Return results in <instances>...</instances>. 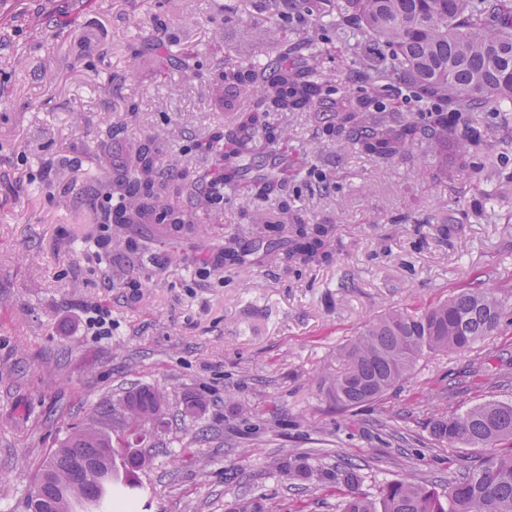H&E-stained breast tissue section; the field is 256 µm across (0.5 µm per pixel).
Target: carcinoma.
<instances>
[{
  "label": "carcinoma",
  "instance_id": "cac0c4a2",
  "mask_svg": "<svg viewBox=\"0 0 512 512\" xmlns=\"http://www.w3.org/2000/svg\"><path fill=\"white\" fill-rule=\"evenodd\" d=\"M311 2L257 0L260 14L281 22L270 28L271 55L264 62L228 57L212 64L213 79L236 92L226 106L231 119L182 150L211 162L209 172L190 177L181 159L162 157L156 139L146 136L124 160L91 177L109 255L129 250V233L142 228L176 243L202 239L205 216L230 193L244 205L273 201L277 213L253 214L254 232L247 239L227 234L207 240L209 261L226 267L251 261L290 266L328 261L336 225L310 224L291 214L288 181L315 176L319 188L327 190L333 178L323 172L314 151H304L294 165L269 163L288 140V129L270 122L274 112L327 109L322 141L339 148L350 143L383 164L411 156L426 163L451 142L454 170L469 171L472 159L489 147L476 112L503 114L499 146H512V0H344L339 15L296 40L283 38L290 16L310 13ZM348 16L359 20L351 32L344 28ZM359 32L379 46L375 56L360 62L363 85L352 76L338 80L324 68L327 41ZM398 84L447 101L449 111L420 119L387 109L384 99ZM505 324L512 325V307L489 287L462 289L413 311H386L346 346L349 367L323 380V390L339 410L352 411L398 387L424 353L469 349ZM164 396L159 389L132 385L117 401L102 404L95 427L85 420L68 427L39 466L27 492V512L135 509L118 483L130 485L137 471L156 464L146 448L174 418L168 409L152 417ZM122 406V427L137 447L118 450L102 420ZM431 435L444 448L500 450L456 473L444 488L405 474L369 495L358 491L363 477L357 465L314 470L291 453L278 472L286 480L316 478L340 498L339 512H512V399L441 415ZM116 456L121 457L120 470L112 465Z\"/></svg>",
  "mask_w": 512,
  "mask_h": 512
}]
</instances>
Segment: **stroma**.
<instances>
[{"label":"stroma","mask_w":512,"mask_h":512,"mask_svg":"<svg viewBox=\"0 0 512 512\" xmlns=\"http://www.w3.org/2000/svg\"><path fill=\"white\" fill-rule=\"evenodd\" d=\"M268 24L254 0H0V512H24L40 457L131 381L167 389L176 405L202 398L208 432L179 468L141 473L137 512H232L241 498L261 512H339L334 493L280 480L275 464L293 450L328 469L348 458L362 491L375 493L400 478L405 453L378 437L382 423L411 441L416 480L446 479L478 460V450L433 445L431 421L512 397V326L468 350L424 354L351 420L319 381L343 370L345 346L384 311L448 297L478 276L512 304V152L440 179L446 155L382 168L352 149L332 170L330 196L311 180L289 183L303 218L336 226L334 260L321 267L206 266L188 244L183 263L161 253L157 274L116 277L97 256L100 229L85 218L95 158L121 156L148 135L177 151L187 129L227 122L206 61L266 58ZM165 35L174 53L193 56L200 78L159 71L151 42ZM132 105L140 126L111 138L110 124ZM62 156L74 160L66 198L37 192ZM442 224L452 225L449 237ZM100 310L111 335L86 323ZM447 375L462 392L443 400ZM228 387L255 410L250 422L225 404Z\"/></svg>","instance_id":"obj_1"}]
</instances>
